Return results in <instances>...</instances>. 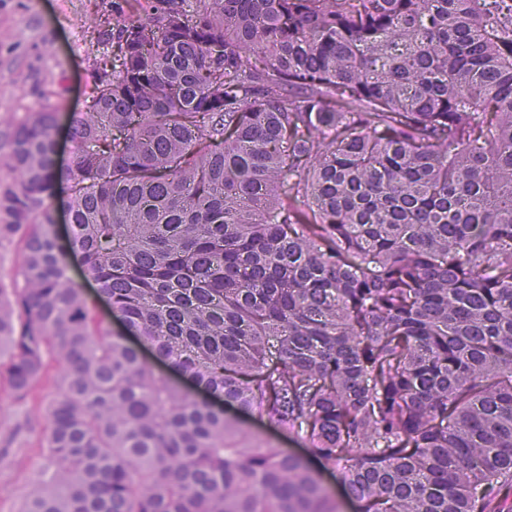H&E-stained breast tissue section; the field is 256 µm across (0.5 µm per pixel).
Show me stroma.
Masks as SVG:
<instances>
[{
    "instance_id": "1",
    "label": "stroma",
    "mask_w": 512,
    "mask_h": 512,
    "mask_svg": "<svg viewBox=\"0 0 512 512\" xmlns=\"http://www.w3.org/2000/svg\"><path fill=\"white\" fill-rule=\"evenodd\" d=\"M90 0H0V184L14 128L37 107L67 116L85 106L96 38L88 29ZM55 373L25 397L0 379V512H21L46 453L44 407Z\"/></svg>"
}]
</instances>
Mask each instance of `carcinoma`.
Instances as JSON below:
<instances>
[{
    "mask_svg": "<svg viewBox=\"0 0 512 512\" xmlns=\"http://www.w3.org/2000/svg\"><path fill=\"white\" fill-rule=\"evenodd\" d=\"M15 127L0 374L58 364L23 512H496L512 484V0H128ZM70 232L57 236V209ZM121 318L113 334L72 263ZM154 358L181 381L157 370ZM0 283L4 288L24 287L18 238L0 239ZM242 419L243 429L246 433H261L266 443L271 448H278L284 452L301 456L310 466L317 470L320 480L328 494L336 501L340 510L339 512H360L358 503L346 496L340 477L320 471L311 453L305 449L304 446L295 441L292 436L287 433L267 429L256 416H245L242 417Z\"/></svg>",
    "mask_w": 512,
    "mask_h": 512,
    "instance_id": "cac0c4a2",
    "label": "carcinoma"
}]
</instances>
